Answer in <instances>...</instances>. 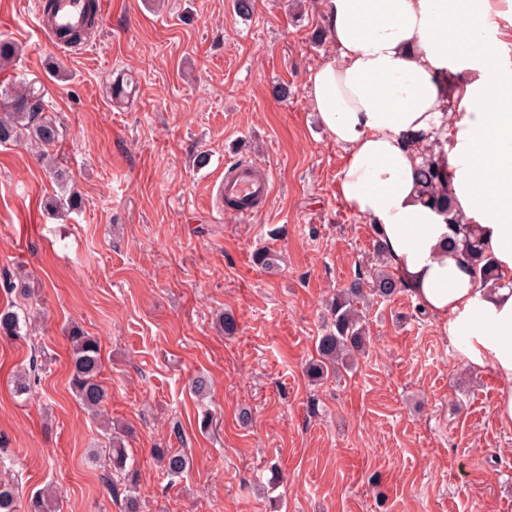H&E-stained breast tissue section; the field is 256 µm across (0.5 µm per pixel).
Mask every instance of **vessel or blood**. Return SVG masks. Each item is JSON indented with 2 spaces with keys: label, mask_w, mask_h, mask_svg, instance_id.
I'll use <instances>...</instances> for the list:
<instances>
[{
  "label": "vessel or blood",
  "mask_w": 512,
  "mask_h": 512,
  "mask_svg": "<svg viewBox=\"0 0 512 512\" xmlns=\"http://www.w3.org/2000/svg\"><path fill=\"white\" fill-rule=\"evenodd\" d=\"M83 18V0H58L53 22L42 23L41 29L58 52H71L59 35L60 29L79 25ZM273 191V172L256 163H234L226 166L223 179L213 182L210 195L219 211L237 217H248L262 209Z\"/></svg>",
  "instance_id": "vessel-or-blood-1"
}]
</instances>
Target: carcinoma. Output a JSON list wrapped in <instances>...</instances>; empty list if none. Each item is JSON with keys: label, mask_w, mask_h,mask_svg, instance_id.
Wrapping results in <instances>:
<instances>
[{"label": "carcinoma", "mask_w": 512, "mask_h": 512, "mask_svg": "<svg viewBox=\"0 0 512 512\" xmlns=\"http://www.w3.org/2000/svg\"><path fill=\"white\" fill-rule=\"evenodd\" d=\"M42 111L41 99L35 97V91L24 83L16 84L0 110V144L34 143L40 148V154H45L46 147L59 139V132L53 121L40 118ZM444 156L440 143H430L418 168V180L424 200L443 215L448 224L461 226L463 222L455 211ZM81 204L82 198L75 192L51 197L45 202V206L54 212L76 210ZM450 244L463 254L470 272L481 282L494 287L502 284L503 276L492 259L485 254L477 230H464L463 237L450 241ZM401 285L398 278L382 271L375 275L372 291L381 297H390L400 290ZM361 296L359 282L336 293L330 304L334 330L318 339V358L309 366L312 379L321 380L337 374L341 369L350 368L355 355L366 348L365 326L357 305ZM20 333L21 319L18 312L10 307L1 308L0 335L15 337ZM68 339L71 342V389L83 408L92 417L99 418L108 399L106 388L100 381V341L76 327L70 330ZM154 454L163 464L167 476L172 479L182 476L190 468L188 455L181 451L156 448ZM90 457L94 460L103 458L109 462L113 470L110 476L112 490L122 489L126 492L125 512H139L140 504L136 497L138 473L127 463L128 455L121 432L113 433L109 437V446L94 450ZM0 512H18L15 488L3 479L0 480ZM27 512H53L49 492L44 490L33 496L29 500Z\"/></svg>", "instance_id": "cac0c4a2"}]
</instances>
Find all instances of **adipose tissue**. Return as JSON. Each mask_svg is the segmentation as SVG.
<instances>
[{
  "mask_svg": "<svg viewBox=\"0 0 512 512\" xmlns=\"http://www.w3.org/2000/svg\"><path fill=\"white\" fill-rule=\"evenodd\" d=\"M323 12L334 54L309 97L344 150L336 195L460 359L494 373L495 415L512 426V288L470 273L416 177L428 139L444 141L455 209L511 279L512 0H323ZM492 17L507 24L483 36Z\"/></svg>",
  "mask_w": 512,
  "mask_h": 512,
  "instance_id": "obj_1",
  "label": "adipose tissue"
}]
</instances>
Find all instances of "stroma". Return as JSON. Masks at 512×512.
<instances>
[{
	"label": "stroma",
	"instance_id": "35a3bbf8",
	"mask_svg": "<svg viewBox=\"0 0 512 512\" xmlns=\"http://www.w3.org/2000/svg\"><path fill=\"white\" fill-rule=\"evenodd\" d=\"M322 30L309 0H255L248 17L235 0H111L68 55L33 0H0V40L20 52L0 94L31 85L69 175L0 145V307L34 327L0 338V448L21 500L49 487L56 512L124 510L89 457L107 443L99 422L69 387L76 325L100 342L108 416L132 431L142 512H512L500 383L464 364L408 291L368 304L353 370L306 374L332 327L328 296L376 272L373 226L336 196L344 151L308 95L334 53ZM123 72L138 83L118 110ZM238 159L274 172L267 207L247 218L209 195ZM73 190L81 209H44ZM260 250L271 267L254 263ZM10 279L29 293L8 294ZM31 366L30 395L15 396ZM199 375L202 398L189 390ZM156 447L184 450L190 470L169 479Z\"/></svg>",
	"mask_w": 512,
	"mask_h": 512
}]
</instances>
